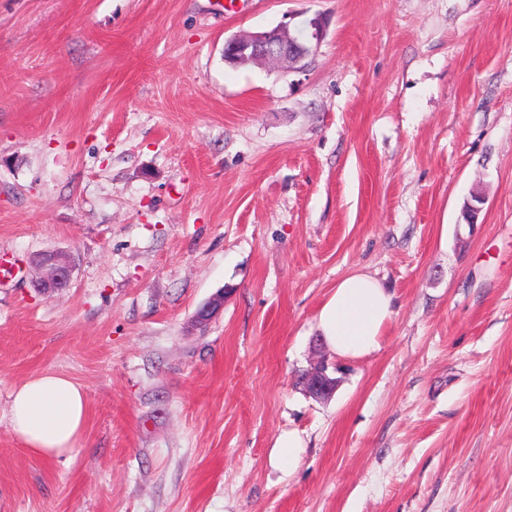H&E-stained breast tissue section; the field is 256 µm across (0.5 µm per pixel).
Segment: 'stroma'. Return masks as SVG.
I'll use <instances>...</instances> for the list:
<instances>
[{"mask_svg": "<svg viewBox=\"0 0 512 512\" xmlns=\"http://www.w3.org/2000/svg\"><path fill=\"white\" fill-rule=\"evenodd\" d=\"M317 14L304 71L225 64ZM1 253L0 512H512V0H0ZM355 270L394 314L342 359ZM43 371L87 394L55 460L9 424ZM33 264L45 271V277L34 285L40 292L52 293L69 287L73 267L64 255L58 252L40 253L34 257ZM392 316V296L380 281L367 272L355 271L336 282L316 325L323 342L336 356L357 359L378 348ZM325 368L327 369V367ZM325 368H317L305 377L306 388L315 397H327L335 389L336 381L326 374Z\"/></svg>", "mask_w": 512, "mask_h": 512, "instance_id": "stroma-1", "label": "stroma"}]
</instances>
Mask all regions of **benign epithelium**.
Here are the masks:
<instances>
[{
  "label": "benign epithelium",
  "mask_w": 512,
  "mask_h": 512,
  "mask_svg": "<svg viewBox=\"0 0 512 512\" xmlns=\"http://www.w3.org/2000/svg\"><path fill=\"white\" fill-rule=\"evenodd\" d=\"M308 39L302 41L291 34L286 23L276 28L235 35L224 42V60L237 64L252 60L260 64L284 65L291 71H302L306 61L326 34V22L315 16L307 22ZM33 264L45 271V277L35 282V288L43 293H52L67 288L72 279L73 267L66 257L58 252H44L34 257ZM224 307V295H218L199 308L195 314V326L203 328L215 319ZM308 392L316 397H327L333 393L336 381L326 374L323 367L305 377Z\"/></svg>",
  "instance_id": "benign-epithelium-1"
}]
</instances>
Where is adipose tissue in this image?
Returning <instances> with one entry per match:
<instances>
[{
	"instance_id": "ef3b65f1",
	"label": "adipose tissue",
	"mask_w": 512,
	"mask_h": 512,
	"mask_svg": "<svg viewBox=\"0 0 512 512\" xmlns=\"http://www.w3.org/2000/svg\"><path fill=\"white\" fill-rule=\"evenodd\" d=\"M392 316V297L380 281L367 272L355 271L337 281L316 325L336 356L357 359L378 348ZM87 414L81 385L65 375L43 372L14 389L9 421L13 434L30 452L52 460L73 451Z\"/></svg>"
}]
</instances>
